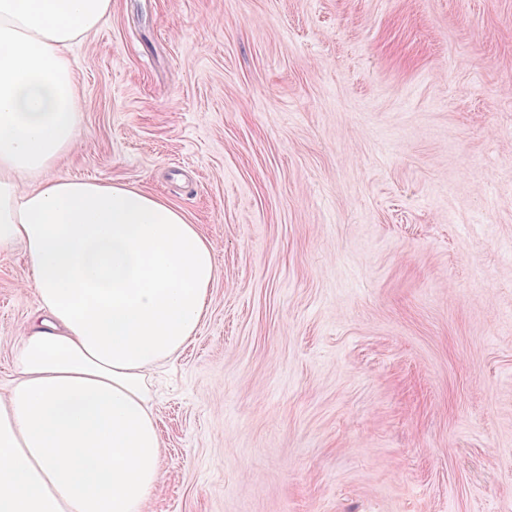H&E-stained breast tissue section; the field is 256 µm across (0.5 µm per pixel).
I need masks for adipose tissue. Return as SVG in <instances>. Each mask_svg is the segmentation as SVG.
<instances>
[{
    "label": "adipose tissue",
    "mask_w": 512,
    "mask_h": 512,
    "mask_svg": "<svg viewBox=\"0 0 512 512\" xmlns=\"http://www.w3.org/2000/svg\"><path fill=\"white\" fill-rule=\"evenodd\" d=\"M112 0H0V249L39 300L0 398V512H144L151 376L202 321L212 244L160 195L47 177L79 140L70 51Z\"/></svg>",
    "instance_id": "1"
}]
</instances>
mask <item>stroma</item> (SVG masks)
<instances>
[{
    "instance_id": "1",
    "label": "stroma",
    "mask_w": 512,
    "mask_h": 512,
    "mask_svg": "<svg viewBox=\"0 0 512 512\" xmlns=\"http://www.w3.org/2000/svg\"><path fill=\"white\" fill-rule=\"evenodd\" d=\"M50 176L218 269L144 512H512V0H112ZM0 251V397L38 299Z\"/></svg>"
}]
</instances>
